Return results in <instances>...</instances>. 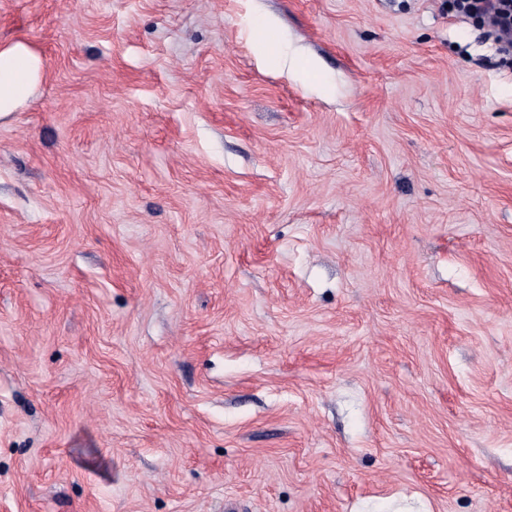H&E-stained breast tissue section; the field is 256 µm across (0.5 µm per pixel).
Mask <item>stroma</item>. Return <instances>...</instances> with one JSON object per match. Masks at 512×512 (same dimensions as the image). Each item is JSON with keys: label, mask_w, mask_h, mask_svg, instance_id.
Instances as JSON below:
<instances>
[{"label": "stroma", "mask_w": 512, "mask_h": 512, "mask_svg": "<svg viewBox=\"0 0 512 512\" xmlns=\"http://www.w3.org/2000/svg\"><path fill=\"white\" fill-rule=\"evenodd\" d=\"M0 512H512V67L450 0H0ZM44 62L28 42H0V121L22 108L41 87Z\"/></svg>", "instance_id": "1"}]
</instances>
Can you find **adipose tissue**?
<instances>
[{
	"label": "adipose tissue",
	"instance_id": "adipose-tissue-1",
	"mask_svg": "<svg viewBox=\"0 0 512 512\" xmlns=\"http://www.w3.org/2000/svg\"><path fill=\"white\" fill-rule=\"evenodd\" d=\"M44 62L28 42H0V121L22 108L41 87Z\"/></svg>",
	"mask_w": 512,
	"mask_h": 512
}]
</instances>
